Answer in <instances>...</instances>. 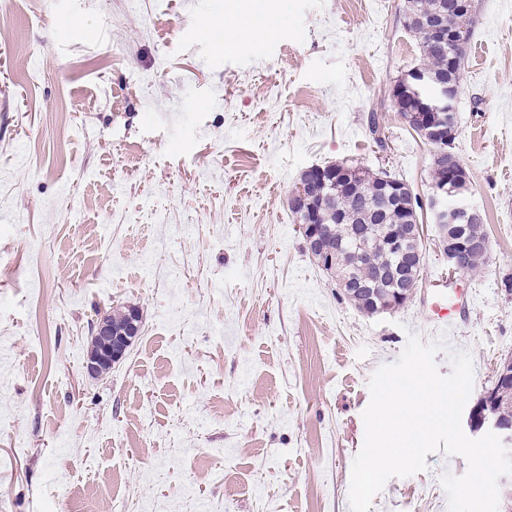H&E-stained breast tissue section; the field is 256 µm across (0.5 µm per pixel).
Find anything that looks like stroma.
I'll return each mask as SVG.
<instances>
[{"mask_svg": "<svg viewBox=\"0 0 512 512\" xmlns=\"http://www.w3.org/2000/svg\"><path fill=\"white\" fill-rule=\"evenodd\" d=\"M405 0H5L0 5V512H350L368 382L408 332L467 350L473 396L512 358V0H472L456 151L490 253L439 334L449 272L423 212L422 283L358 311L288 196L348 162L430 193L432 148L389 96L420 62ZM276 21L275 37L247 26ZM241 25L217 49L213 19ZM377 111V145L367 116ZM138 306L93 378L94 324ZM369 512H447L460 456ZM424 265V264H423ZM417 275L408 277L406 279H403L400 281L399 288H394L393 291L388 292V297L390 298V305L385 306H379L374 302L375 307V314L376 313H383L387 311L394 310L396 308H399L400 306H403L409 299L406 298V295L402 292V288L406 290L408 293H414V291L418 287V282L421 281V278L419 279V276H421V270L422 267ZM396 299L393 300V299ZM458 281L454 274H449L442 281V286L448 287V297H445L446 291H436L426 305V320L444 331L457 325L471 305V293L460 288Z\"/></svg>", "mask_w": 512, "mask_h": 512, "instance_id": "35a3bbf8", "label": "stroma"}]
</instances>
